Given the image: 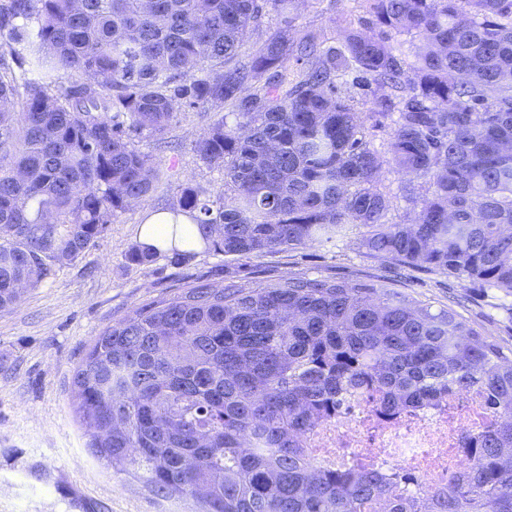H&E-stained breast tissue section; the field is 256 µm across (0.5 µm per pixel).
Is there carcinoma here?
<instances>
[{"label": "carcinoma", "instance_id": "1", "mask_svg": "<svg viewBox=\"0 0 512 512\" xmlns=\"http://www.w3.org/2000/svg\"><path fill=\"white\" fill-rule=\"evenodd\" d=\"M366 2L369 30L326 47L292 28L295 0H0V308L150 197L158 169L135 138L202 109L221 113L195 149L224 192L187 185L168 213L203 249L238 263L360 226L372 254L512 293V0ZM352 73L390 122L403 222L339 92ZM74 385L94 453L197 512H512V350L385 286L249 287L227 266L224 286L191 280L103 329ZM476 387L496 420L419 498L314 458L354 392L398 414Z\"/></svg>", "mask_w": 512, "mask_h": 512}]
</instances>
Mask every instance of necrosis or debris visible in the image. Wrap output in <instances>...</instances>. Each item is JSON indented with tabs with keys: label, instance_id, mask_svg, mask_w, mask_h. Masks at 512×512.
Returning a JSON list of instances; mask_svg holds the SVG:
<instances>
[{
	"label": "necrosis or debris",
	"instance_id": "1",
	"mask_svg": "<svg viewBox=\"0 0 512 512\" xmlns=\"http://www.w3.org/2000/svg\"><path fill=\"white\" fill-rule=\"evenodd\" d=\"M349 405L317 432L319 456L343 462L359 454L386 474L412 473L402 485L408 494L418 493L420 478L430 486L444 483L449 467L465 459L468 437L494 418L487 394L477 391L395 417L382 416L367 393Z\"/></svg>",
	"mask_w": 512,
	"mask_h": 512
}]
</instances>
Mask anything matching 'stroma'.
<instances>
[{
	"mask_svg": "<svg viewBox=\"0 0 512 512\" xmlns=\"http://www.w3.org/2000/svg\"><path fill=\"white\" fill-rule=\"evenodd\" d=\"M293 17L299 33L318 32L328 44L370 19L365 0H299ZM213 119L210 112H184L165 143L139 141L160 163L152 196L114 218L76 262L0 308V512H196L195 500H160L94 456L76 411L73 374L97 334L133 308L200 276L223 286V256L204 250L179 266L166 255L144 265L127 260L140 225L171 207L186 184L223 191V174L194 150ZM360 237L356 231L342 241L263 254L242 266L240 277L248 286L298 272L386 282L434 308L456 307L482 336L512 349V294L398 267L360 248Z\"/></svg>",
	"mask_w": 512,
	"mask_h": 512,
	"instance_id": "1",
	"label": "stroma"
}]
</instances>
